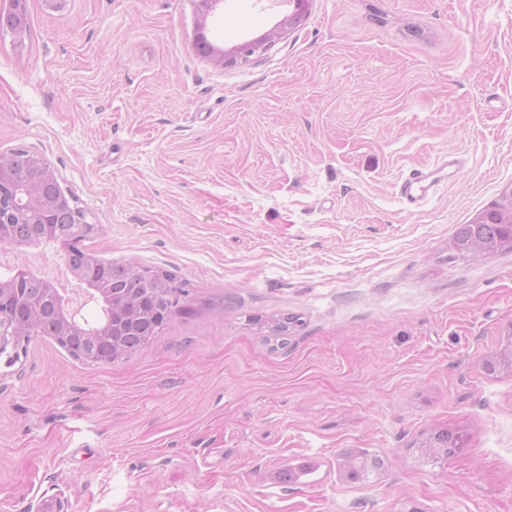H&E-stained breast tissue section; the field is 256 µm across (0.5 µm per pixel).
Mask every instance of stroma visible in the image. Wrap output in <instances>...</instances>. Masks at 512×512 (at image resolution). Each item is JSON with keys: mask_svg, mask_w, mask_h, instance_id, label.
Instances as JSON below:
<instances>
[{"mask_svg": "<svg viewBox=\"0 0 512 512\" xmlns=\"http://www.w3.org/2000/svg\"><path fill=\"white\" fill-rule=\"evenodd\" d=\"M24 6L0 154L55 171L84 247L189 294L129 358L0 357V512H512V254L448 258L512 187V0H308L231 67L198 23L229 50L293 6ZM440 429L465 444L434 460ZM355 450L382 466L353 482Z\"/></svg>", "mask_w": 512, "mask_h": 512, "instance_id": "1", "label": "stroma"}]
</instances>
